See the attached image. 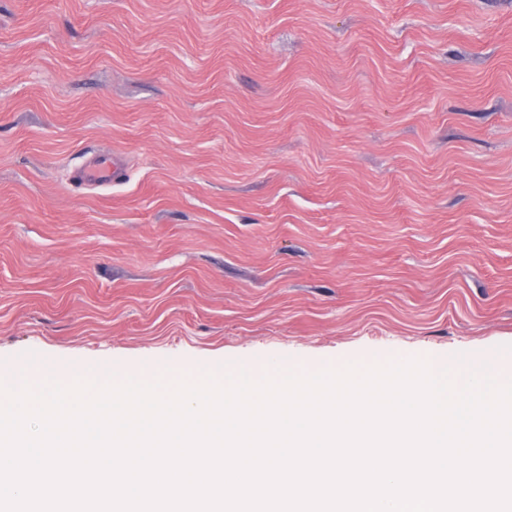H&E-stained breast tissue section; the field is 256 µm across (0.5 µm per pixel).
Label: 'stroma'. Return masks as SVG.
I'll list each match as a JSON object with an SVG mask.
<instances>
[{"instance_id": "35a3bbf8", "label": "stroma", "mask_w": 512, "mask_h": 512, "mask_svg": "<svg viewBox=\"0 0 512 512\" xmlns=\"http://www.w3.org/2000/svg\"><path fill=\"white\" fill-rule=\"evenodd\" d=\"M504 346L512 0H0V383ZM125 175L119 159L111 155H98L92 163L78 168L73 181L81 186L86 184H108L120 181Z\"/></svg>"}]
</instances>
